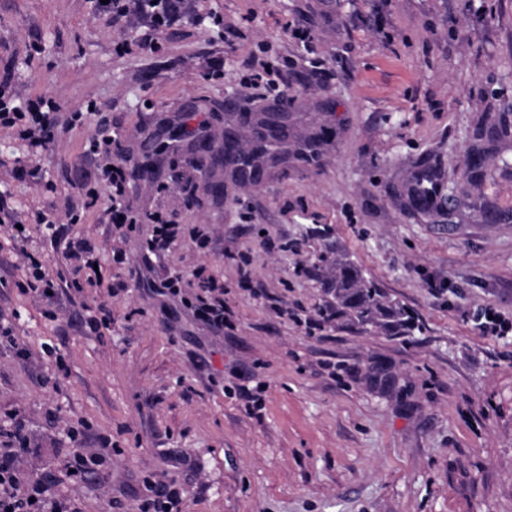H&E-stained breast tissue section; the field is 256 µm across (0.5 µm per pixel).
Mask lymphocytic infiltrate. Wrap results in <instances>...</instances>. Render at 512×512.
Returning a JSON list of instances; mask_svg holds the SVG:
<instances>
[{"mask_svg": "<svg viewBox=\"0 0 512 512\" xmlns=\"http://www.w3.org/2000/svg\"><path fill=\"white\" fill-rule=\"evenodd\" d=\"M185 0H102L98 4L99 16L110 25L123 23L135 16L146 22L155 33H163L176 25L185 14ZM59 103L51 96L37 94L19 99L8 84L0 83V128H11L17 140L27 149L32 164L30 178H37L39 156L56 140L60 128L72 129L80 125L82 113L72 112L61 116ZM111 138H96L90 150L96 159V178L108 187L107 197L91 191L83 195L80 203L67 204L55 215L37 210L20 214L13 209L6 197L0 196V231H6L14 239H26V227L32 224L44 226L50 243H57V220L79 224L88 211H99L105 223H124L127 230H135L136 222L128 215L126 200V174L122 165L112 155ZM156 291L162 295L180 298L193 317L205 323L213 331L220 332L228 319L229 309L224 303V285L215 279H207L206 286L192 296H184L181 278L170 275L160 281ZM27 438L20 421H0V512H73L68 499L57 492L54 480L36 474L20 476L12 467L11 459L17 449L25 447Z\"/></svg>", "mask_w": 512, "mask_h": 512, "instance_id": "f902f5d3", "label": "lymphocytic infiltrate"}]
</instances>
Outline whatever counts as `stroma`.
<instances>
[{"label":"stroma","instance_id":"35a3bbf8","mask_svg":"<svg viewBox=\"0 0 512 512\" xmlns=\"http://www.w3.org/2000/svg\"><path fill=\"white\" fill-rule=\"evenodd\" d=\"M114 38L91 0H0V82L66 112L97 105L43 153L42 184L0 194L32 211L78 200L90 143L110 136L123 158L154 159L127 184L132 209L181 227L149 269L148 225L120 260V231L98 214L59 225L96 246L97 278L118 288L85 289L65 323L21 292L16 244L0 237V307L17 332L0 341V417L30 436L17 467L61 479L72 428L92 448L112 441L103 478L64 483L75 512H139L151 481L178 489L182 512H512V333L475 320L487 306L512 317V0H193L153 52L117 55ZM256 55L277 86L254 83ZM282 97L289 147L329 130L317 158L292 153L257 184L218 172L219 195L200 189L188 149L154 153L153 133L192 106L212 143L232 127L252 152L246 115ZM473 164L479 184L445 182L436 209L410 207L419 171ZM329 245L421 332L319 323L323 289L299 268ZM169 272L223 281V333L184 308L170 322L150 288ZM102 301L112 323L97 331L87 309Z\"/></svg>","mask_w":512,"mask_h":512}]
</instances>
